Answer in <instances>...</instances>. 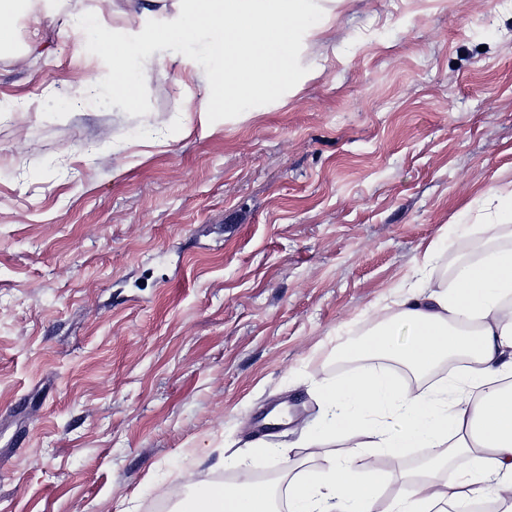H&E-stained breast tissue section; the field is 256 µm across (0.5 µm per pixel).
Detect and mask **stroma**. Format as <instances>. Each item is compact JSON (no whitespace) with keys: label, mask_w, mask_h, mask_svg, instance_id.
I'll use <instances>...</instances> for the list:
<instances>
[{"label":"stroma","mask_w":512,"mask_h":512,"mask_svg":"<svg viewBox=\"0 0 512 512\" xmlns=\"http://www.w3.org/2000/svg\"><path fill=\"white\" fill-rule=\"evenodd\" d=\"M0 46V512H156L198 486L343 457L308 447L352 333L491 246L512 183V0H340L261 114L181 124L197 62L133 98L69 15ZM291 420L258 433L276 405ZM493 200L495 201V219L484 225L485 231L490 233L492 238L498 237L500 233L505 229L504 227L510 226L505 223V219L509 218L511 222L512 218V190L509 191H497L493 194ZM505 223V224H501Z\"/></svg>","instance_id":"obj_1"}]
</instances>
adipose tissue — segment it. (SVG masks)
Listing matches in <instances>:
<instances>
[{
    "mask_svg": "<svg viewBox=\"0 0 512 512\" xmlns=\"http://www.w3.org/2000/svg\"><path fill=\"white\" fill-rule=\"evenodd\" d=\"M323 2L177 0L172 22L141 27L131 38L83 13L71 15L69 25L111 56V88L119 97L165 73L157 44L187 47L209 68L199 112L205 124L228 108L262 112L270 90L297 82L296 49L319 32ZM433 258L426 251L397 314L413 328L409 343L394 344V321L370 328L355 348L362 367L325 387L327 419L310 443L341 436L352 446L321 471L289 480V512H469L477 500L512 512V246L482 251L459 266L441 292L428 289ZM457 358L465 362L461 371L439 386H425L426 374ZM385 360L403 366L412 383L382 368ZM390 413L400 420L398 430L376 421ZM406 448L430 454L403 475L395 495L385 497L388 477L375 470L374 458L396 457ZM274 509L273 491L245 479L205 487L181 512Z\"/></svg>",
    "mask_w": 512,
    "mask_h": 512,
    "instance_id": "adipose-tissue-1",
    "label": "adipose tissue"
}]
</instances>
